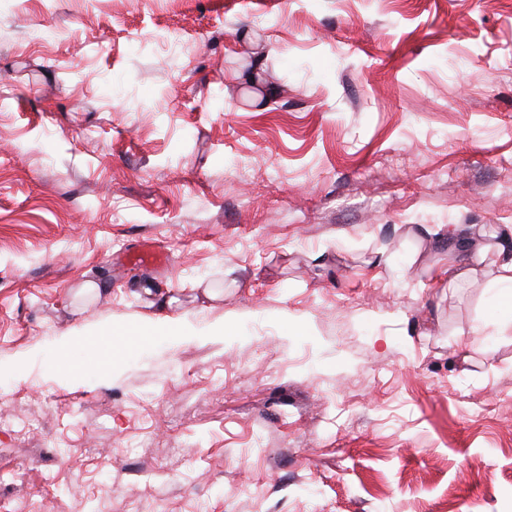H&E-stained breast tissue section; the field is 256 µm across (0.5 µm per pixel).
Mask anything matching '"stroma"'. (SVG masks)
<instances>
[{"mask_svg": "<svg viewBox=\"0 0 512 512\" xmlns=\"http://www.w3.org/2000/svg\"><path fill=\"white\" fill-rule=\"evenodd\" d=\"M451 224L512 225V0H0V512H512ZM112 338V327L98 328L87 331L81 336L61 337L55 342L53 351L57 359H63L71 350V348L79 343H107Z\"/></svg>", "mask_w": 512, "mask_h": 512, "instance_id": "35a3bbf8", "label": "stroma"}]
</instances>
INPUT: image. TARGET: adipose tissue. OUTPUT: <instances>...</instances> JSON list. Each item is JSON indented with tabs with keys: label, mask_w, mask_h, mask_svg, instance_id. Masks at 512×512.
<instances>
[{
	"label": "adipose tissue",
	"mask_w": 512,
	"mask_h": 512,
	"mask_svg": "<svg viewBox=\"0 0 512 512\" xmlns=\"http://www.w3.org/2000/svg\"><path fill=\"white\" fill-rule=\"evenodd\" d=\"M448 235L463 237L471 244L474 265L491 264L495 280L501 287L496 300V319L501 325L512 327V225L489 230L457 224L449 228Z\"/></svg>",
	"instance_id": "adipose-tissue-1"
}]
</instances>
